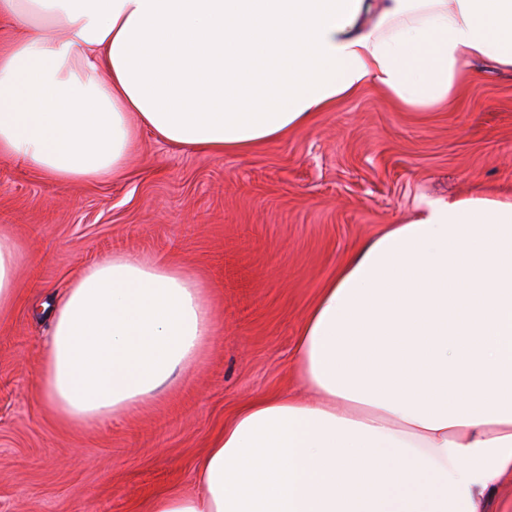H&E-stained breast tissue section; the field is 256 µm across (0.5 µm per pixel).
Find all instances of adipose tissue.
Returning a JSON list of instances; mask_svg holds the SVG:
<instances>
[{
    "mask_svg": "<svg viewBox=\"0 0 512 512\" xmlns=\"http://www.w3.org/2000/svg\"><path fill=\"white\" fill-rule=\"evenodd\" d=\"M0 155L57 185L121 178L138 128L244 154L378 86L445 109L466 67L512 73V0H0ZM213 331L181 264L115 255L51 310L43 398L103 425ZM303 397L224 422L196 490L148 512H492L512 485V199L427 202L321 288L294 347Z\"/></svg>",
    "mask_w": 512,
    "mask_h": 512,
    "instance_id": "adipose-tissue-1",
    "label": "adipose tissue"
}]
</instances>
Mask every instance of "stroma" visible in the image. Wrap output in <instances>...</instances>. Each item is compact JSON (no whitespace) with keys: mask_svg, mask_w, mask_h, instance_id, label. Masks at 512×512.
Returning a JSON list of instances; mask_svg holds the SVG:
<instances>
[{"mask_svg":"<svg viewBox=\"0 0 512 512\" xmlns=\"http://www.w3.org/2000/svg\"><path fill=\"white\" fill-rule=\"evenodd\" d=\"M512 194V75L468 68L449 110L406 112L376 86L243 155L139 132L124 176L59 186L0 157V231L21 260L0 313V512H147L191 491L225 418L293 386L297 331L362 243L429 200ZM115 254L189 267L214 333L162 394L105 426L60 421L38 386L33 311Z\"/></svg>","mask_w":512,"mask_h":512,"instance_id":"1","label":"stroma"}]
</instances>
